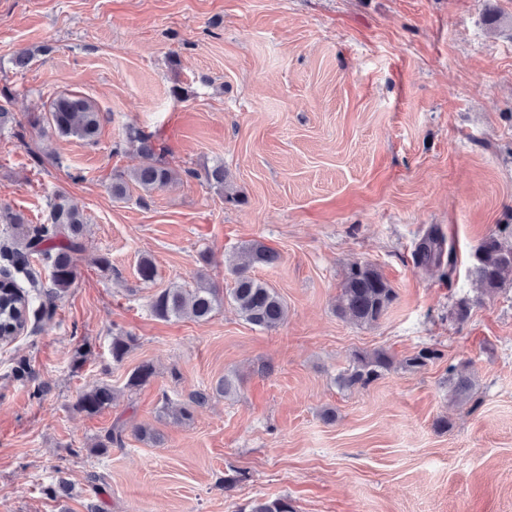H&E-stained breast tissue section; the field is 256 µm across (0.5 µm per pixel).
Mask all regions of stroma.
Wrapping results in <instances>:
<instances>
[{
	"mask_svg": "<svg viewBox=\"0 0 512 512\" xmlns=\"http://www.w3.org/2000/svg\"><path fill=\"white\" fill-rule=\"evenodd\" d=\"M3 89L19 121L75 91L101 126L93 144L0 128V206L40 224L62 193L86 221L51 317L0 343V512H239L282 496L295 512H512V288L486 294L469 274L512 225V0H0ZM130 126L158 135L181 178L119 200L113 173L140 162ZM218 164L223 188L204 177ZM432 227L454 269L415 265ZM253 241L280 255L253 271L288 307L276 329L228 304L205 322L154 315L162 289L233 288L228 261ZM356 262L396 293L374 325L335 313ZM121 331L137 341L116 364ZM425 346L441 357L420 371L337 383L353 352L400 361ZM144 362L154 377L128 391ZM461 362L472 404L448 393ZM226 375L236 394L169 417ZM102 382L113 405L77 411ZM118 420L124 447L93 454ZM140 425L162 444L139 441ZM61 476L69 494L45 495Z\"/></svg>",
	"mask_w": 512,
	"mask_h": 512,
	"instance_id": "1",
	"label": "stroma"
}]
</instances>
